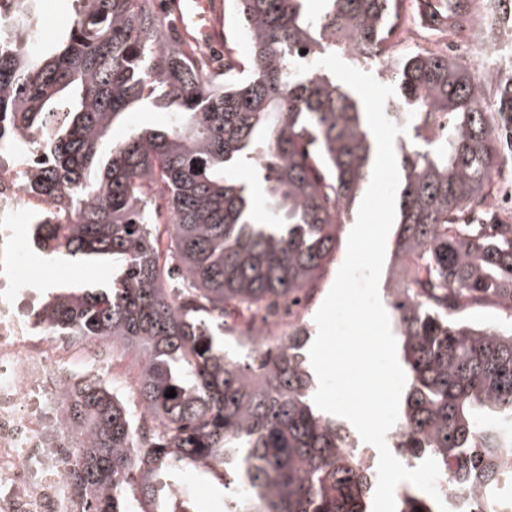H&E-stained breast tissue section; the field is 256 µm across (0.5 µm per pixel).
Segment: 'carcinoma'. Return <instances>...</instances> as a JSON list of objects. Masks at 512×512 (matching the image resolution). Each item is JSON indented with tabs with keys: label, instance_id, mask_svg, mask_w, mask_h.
Here are the masks:
<instances>
[{
	"label": "carcinoma",
	"instance_id": "obj_1",
	"mask_svg": "<svg viewBox=\"0 0 512 512\" xmlns=\"http://www.w3.org/2000/svg\"><path fill=\"white\" fill-rule=\"evenodd\" d=\"M0 130L46 135L31 190L72 216L38 224L37 241L75 260L112 257V287L56 288L52 328L139 355L138 397L159 428L136 434L133 411L96 377L61 403L75 433L66 473L81 512H186L175 473L227 475L232 512H367L369 466L343 424L312 401L305 329L242 367L224 352L239 311L274 316L314 290L343 212L371 179L373 136L360 97L323 67L331 53L376 65L394 86L389 120L404 128L397 162L395 319L408 392L395 447L431 455L472 487L508 467L512 448V224H457L489 197L500 160L497 117L512 124V75L491 74L493 110L471 68L417 51L390 66L400 0H236L250 53L218 73L178 40L153 0H76L69 28L33 48L40 0H0ZM148 103L169 126L100 147L115 120ZM250 169L261 185L236 179ZM263 205L271 218L257 217ZM175 389L173 398L165 397ZM400 512H433L407 491Z\"/></svg>",
	"mask_w": 512,
	"mask_h": 512
}]
</instances>
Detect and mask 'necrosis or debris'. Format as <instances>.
<instances>
[{
    "mask_svg": "<svg viewBox=\"0 0 512 512\" xmlns=\"http://www.w3.org/2000/svg\"><path fill=\"white\" fill-rule=\"evenodd\" d=\"M463 13V25H451L428 10L413 11L410 0H404L392 50L404 54L424 45L436 54L454 51L484 72L511 69L512 15L505 13L502 0H465ZM493 30L499 34L494 41L489 38ZM39 142L36 135L0 140V512H80L64 480L66 450L74 441L60 411L65 393L85 375H99L136 406L139 430L155 424L138 406L133 355L57 333L35 309L39 282L28 259L29 228L48 213L56 223L69 221L49 198L30 189ZM304 314V306H294L255 323L253 349L287 344ZM437 489L449 512H480L486 501L498 502L500 512H512V479L469 490L457 487L444 471Z\"/></svg>",
    "mask_w": 512,
    "mask_h": 512,
    "instance_id": "4bbe7bcc",
    "label": "necrosis or debris"
}]
</instances>
